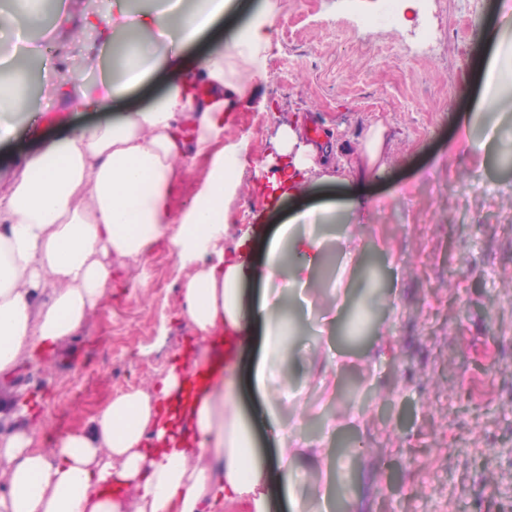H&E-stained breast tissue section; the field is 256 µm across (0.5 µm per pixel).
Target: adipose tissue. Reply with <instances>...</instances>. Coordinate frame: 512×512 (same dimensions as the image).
Masks as SVG:
<instances>
[{"label": "adipose tissue", "instance_id": "ef3b65f1", "mask_svg": "<svg viewBox=\"0 0 512 512\" xmlns=\"http://www.w3.org/2000/svg\"><path fill=\"white\" fill-rule=\"evenodd\" d=\"M225 0H166L162 8L131 11L113 0L108 14L90 10L73 22L58 9L55 22L71 36H98L123 61L119 78L101 91L85 90L78 72L59 79L58 101L106 109L158 69L166 93L149 109L115 125L76 129L28 158L8 191L0 192V375L21 355L54 348L75 335L112 286V256L135 261L169 238L180 264L195 272L181 288L184 316L204 348L191 373L171 368L158 383L123 393L83 428L53 447L35 445L27 425L0 429V512H266L267 469L251 451L249 424L224 391V330L246 332L241 288L262 277L265 297L252 315L265 328L267 353L254 372L267 391L265 425L280 438L278 481L293 482L298 429L285 423L277 397L288 376L271 379L288 293L314 286L324 242L308 233L328 208L297 212L267 243L263 268L250 261L252 242L241 235L225 251L224 212L238 194L248 141L224 149L221 137L234 97L248 77L262 74L269 28L255 23L231 47L214 44L200 59L159 54L156 37L180 46L194 41L220 14ZM245 77L229 76L228 56ZM273 149L280 158L269 180L272 196L302 194L312 179L368 184L386 170L387 128L370 125L350 150L337 138L311 141L282 128ZM208 168L192 205L172 220L169 196L188 161ZM136 493L128 500L126 490Z\"/></svg>", "mask_w": 512, "mask_h": 512}]
</instances>
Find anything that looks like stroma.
Segmentation results:
<instances>
[{
    "mask_svg": "<svg viewBox=\"0 0 512 512\" xmlns=\"http://www.w3.org/2000/svg\"><path fill=\"white\" fill-rule=\"evenodd\" d=\"M237 9L197 43L189 58L234 28L269 17L272 46L254 92L236 98L222 140H249L245 189L225 216V248L242 230L263 266L265 243L290 212L308 204L344 205L343 184L310 183L301 198L270 199L265 185L276 169L266 159L288 124L313 137L325 124L356 142L383 122L392 149L385 175L372 181L373 202L360 224L315 226L325 241L320 285L309 292L313 320L296 319L283 361L290 384L279 399L282 416L307 436L344 449L335 477L343 512H512V166L458 145L456 118L475 135L507 134L512 120V41L495 30L512 0H413L404 20L380 17L384 0H236ZM377 18L365 27L366 18ZM53 18L18 46L12 25L0 50L32 61L23 111L8 117L0 141V190L16 177L23 156L40 150L31 115L45 114L46 133L121 119L164 94L154 73L104 112L57 105L51 87L83 68L87 87L110 69L87 70L98 54L94 36L72 41L57 56ZM497 60L502 104L480 108L486 67ZM357 233L361 259L375 280L350 275L346 307L336 296L343 239ZM189 275L167 242L137 264L113 257L112 287L77 335L57 346L52 371L23 358L0 377V403L27 406V424L46 448L81 428L113 398L159 380L197 334L181 312ZM264 332L252 325L233 365L232 399L244 419L264 410L252 374L264 355ZM343 361L342 374L332 367ZM315 378H307V369ZM291 495L272 486L270 512H315L316 470L297 465Z\"/></svg>",
    "mask_w": 512,
    "mask_h": 512,
    "instance_id": "obj_1",
    "label": "stroma"
}]
</instances>
